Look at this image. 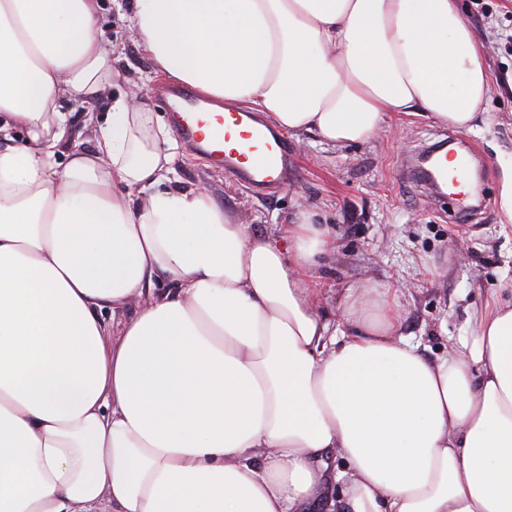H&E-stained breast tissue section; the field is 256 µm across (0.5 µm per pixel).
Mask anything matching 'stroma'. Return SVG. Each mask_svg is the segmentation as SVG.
<instances>
[{
	"instance_id": "35a3bbf8",
	"label": "stroma",
	"mask_w": 512,
	"mask_h": 512,
	"mask_svg": "<svg viewBox=\"0 0 512 512\" xmlns=\"http://www.w3.org/2000/svg\"><path fill=\"white\" fill-rule=\"evenodd\" d=\"M130 0H102L100 31L120 52L130 80L122 92L165 115L160 88L166 80L136 49L125 19ZM462 16L483 45L492 92L478 127L461 131L422 115H395L369 141L330 147L313 137L285 136L297 165L286 189L257 194L240 188L223 170L178 147L173 162L182 182L204 187L237 223L261 235L280 237L295 214L309 208L324 219L332 255L313 285L327 319L341 318L349 290L385 289L399 318V333L436 357L469 335L468 320L492 300L512 298V223L497 205V151L512 152V0H461ZM71 102L67 135L55 159L91 151L89 114H105L112 99ZM454 141L484 177V207L459 215L455 199L439 204L401 162L443 140Z\"/></svg>"
}]
</instances>
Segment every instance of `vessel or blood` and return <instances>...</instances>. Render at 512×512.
I'll return each mask as SVG.
<instances>
[{
	"label": "vessel or blood",
	"mask_w": 512,
	"mask_h": 512,
	"mask_svg": "<svg viewBox=\"0 0 512 512\" xmlns=\"http://www.w3.org/2000/svg\"><path fill=\"white\" fill-rule=\"evenodd\" d=\"M171 119L178 135L225 173L256 192L287 185L294 161L287 146L248 112H221L209 100L171 86Z\"/></svg>",
	"instance_id": "1"
}]
</instances>
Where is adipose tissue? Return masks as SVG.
<instances>
[{
	"label": "adipose tissue",
	"mask_w": 512,
	"mask_h": 512,
	"mask_svg": "<svg viewBox=\"0 0 512 512\" xmlns=\"http://www.w3.org/2000/svg\"><path fill=\"white\" fill-rule=\"evenodd\" d=\"M100 8L0 0V132L27 135L0 148V512H335L333 481L351 512H512V300L434 359L375 288L333 326L314 212L279 244L174 186L170 130L122 94L52 163L66 102L123 78ZM128 22L172 81L331 147L394 113L472 129L491 92L459 0H134Z\"/></svg>",
	"instance_id": "1"
}]
</instances>
